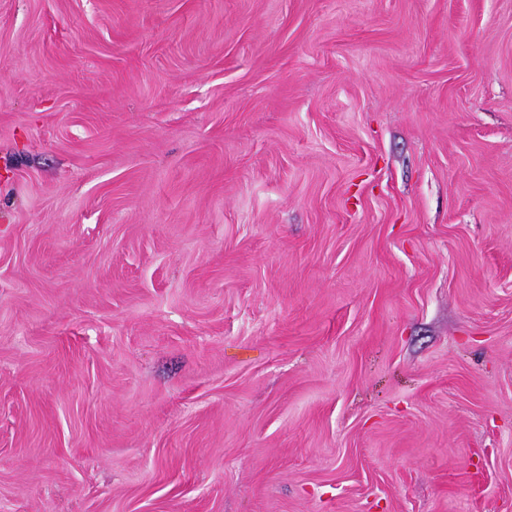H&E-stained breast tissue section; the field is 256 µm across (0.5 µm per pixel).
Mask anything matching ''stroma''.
I'll list each match as a JSON object with an SVG mask.
<instances>
[{
	"label": "stroma",
	"mask_w": 512,
	"mask_h": 512,
	"mask_svg": "<svg viewBox=\"0 0 512 512\" xmlns=\"http://www.w3.org/2000/svg\"><path fill=\"white\" fill-rule=\"evenodd\" d=\"M0 512H512V0H0Z\"/></svg>",
	"instance_id": "1"
}]
</instances>
